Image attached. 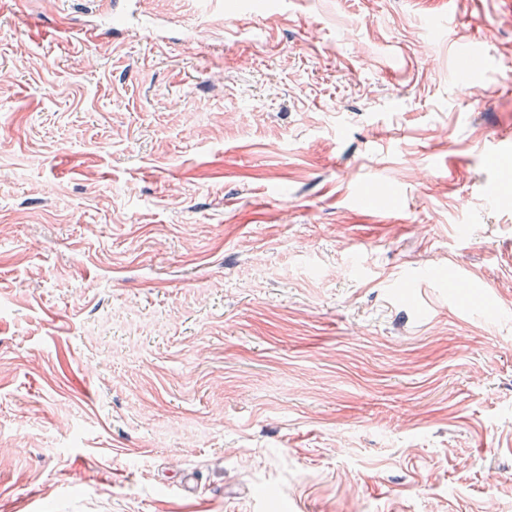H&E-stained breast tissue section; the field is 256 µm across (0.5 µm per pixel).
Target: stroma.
Masks as SVG:
<instances>
[{"label": "stroma", "mask_w": 512, "mask_h": 512, "mask_svg": "<svg viewBox=\"0 0 512 512\" xmlns=\"http://www.w3.org/2000/svg\"><path fill=\"white\" fill-rule=\"evenodd\" d=\"M1 71L0 512H512V0H0Z\"/></svg>", "instance_id": "obj_1"}]
</instances>
